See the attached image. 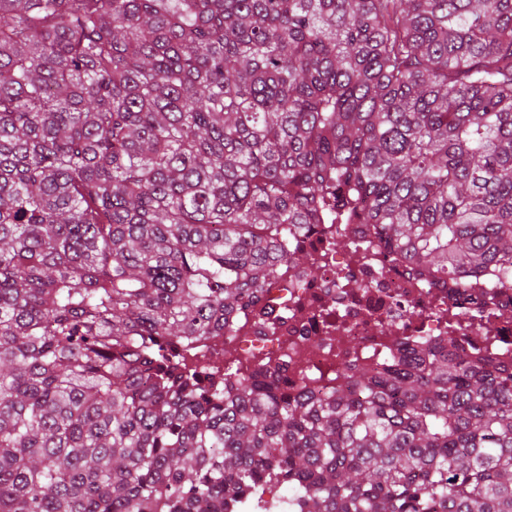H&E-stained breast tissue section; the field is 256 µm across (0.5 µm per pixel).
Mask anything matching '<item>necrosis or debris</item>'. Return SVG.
<instances>
[{
    "instance_id": "4bbe7bcc",
    "label": "necrosis or debris",
    "mask_w": 512,
    "mask_h": 512,
    "mask_svg": "<svg viewBox=\"0 0 512 512\" xmlns=\"http://www.w3.org/2000/svg\"><path fill=\"white\" fill-rule=\"evenodd\" d=\"M336 227L311 224L293 244L309 258L295 278L277 274L261 294L260 311L210 337L202 353L225 365L264 362L290 397L320 395L338 373L410 353L413 337L454 335L512 351V290L495 309L461 311L446 284L386 255L372 228L359 225L350 247Z\"/></svg>"
}]
</instances>
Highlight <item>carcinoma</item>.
<instances>
[{
  "label": "carcinoma",
  "instance_id": "obj_1",
  "mask_svg": "<svg viewBox=\"0 0 512 512\" xmlns=\"http://www.w3.org/2000/svg\"><path fill=\"white\" fill-rule=\"evenodd\" d=\"M321 217L512 289V0H0V512H512L495 346L193 376Z\"/></svg>",
  "mask_w": 512,
  "mask_h": 512
}]
</instances>
